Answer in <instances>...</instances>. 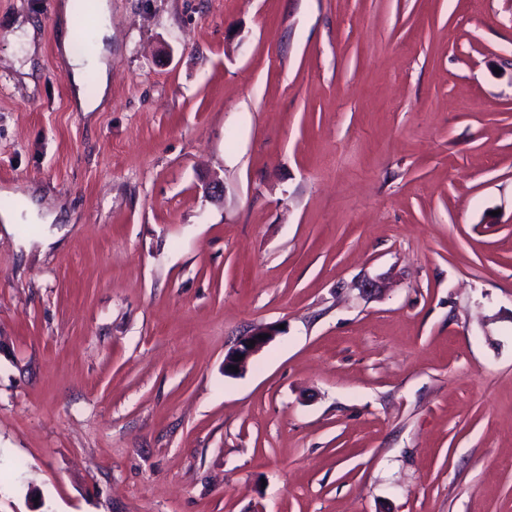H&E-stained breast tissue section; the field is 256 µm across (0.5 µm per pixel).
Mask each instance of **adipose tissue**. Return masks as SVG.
<instances>
[{
  "label": "adipose tissue",
  "mask_w": 512,
  "mask_h": 512,
  "mask_svg": "<svg viewBox=\"0 0 512 512\" xmlns=\"http://www.w3.org/2000/svg\"><path fill=\"white\" fill-rule=\"evenodd\" d=\"M90 12L95 19L91 32V50L88 54H78L72 47L76 36L73 18L78 11ZM59 11L64 22L65 34L60 42L61 60L74 91V103L84 112L96 111L107 99L110 91L112 44L110 42L111 5L109 0H61ZM97 76L95 96H87L84 91V78L87 72Z\"/></svg>",
  "instance_id": "1"
}]
</instances>
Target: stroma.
<instances>
[{"instance_id":"35a3bbf8","label":"stroma","mask_w":512,"mask_h":512,"mask_svg":"<svg viewBox=\"0 0 512 512\" xmlns=\"http://www.w3.org/2000/svg\"><path fill=\"white\" fill-rule=\"evenodd\" d=\"M58 5L0 0V512H512V0H112L89 113ZM278 333L274 328H261L239 339L224 356L225 376H236L243 373L247 369L250 359L268 346ZM266 334H269V337L263 339V335ZM259 335H262V338H259ZM250 340H255L254 346H251ZM235 355H238L239 361H235ZM232 366L238 367V372H232Z\"/></svg>"}]
</instances>
